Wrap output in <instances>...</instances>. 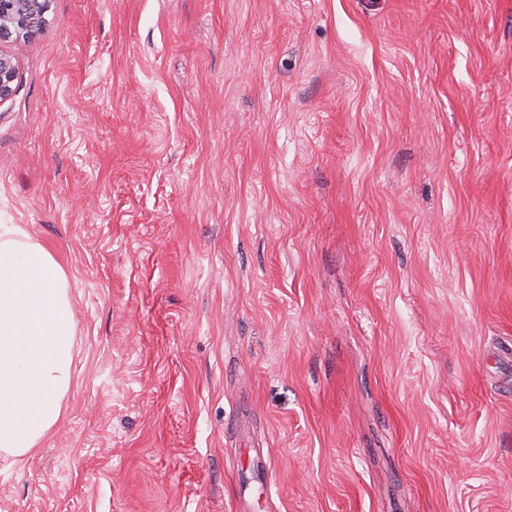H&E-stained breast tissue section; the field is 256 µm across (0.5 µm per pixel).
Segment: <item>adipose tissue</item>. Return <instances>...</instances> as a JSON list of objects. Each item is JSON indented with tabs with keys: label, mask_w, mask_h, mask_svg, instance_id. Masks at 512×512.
Segmentation results:
<instances>
[{
	"label": "adipose tissue",
	"mask_w": 512,
	"mask_h": 512,
	"mask_svg": "<svg viewBox=\"0 0 512 512\" xmlns=\"http://www.w3.org/2000/svg\"><path fill=\"white\" fill-rule=\"evenodd\" d=\"M69 280L50 250L0 224V452L27 455L63 416L73 383Z\"/></svg>",
	"instance_id": "obj_1"
}]
</instances>
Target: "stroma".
Wrapping results in <instances>:
<instances>
[{"mask_svg":"<svg viewBox=\"0 0 512 512\" xmlns=\"http://www.w3.org/2000/svg\"><path fill=\"white\" fill-rule=\"evenodd\" d=\"M0 224L74 382L0 512H512V0H51Z\"/></svg>","mask_w":512,"mask_h":512,"instance_id":"1","label":"stroma"}]
</instances>
